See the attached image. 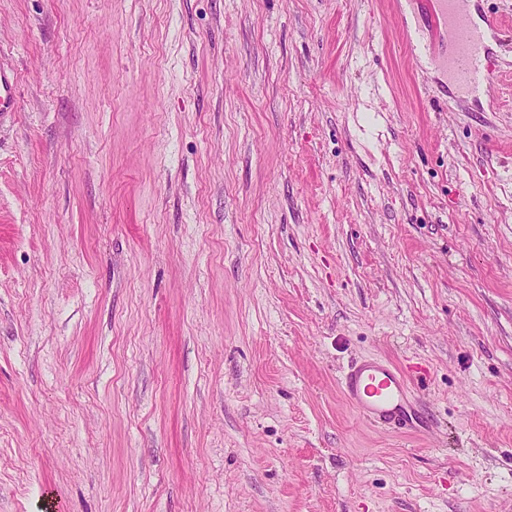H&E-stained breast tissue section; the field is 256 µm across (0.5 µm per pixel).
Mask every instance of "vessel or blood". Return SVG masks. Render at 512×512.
Instances as JSON below:
<instances>
[{
    "label": "vessel or blood",
    "instance_id": "b4317fda",
    "mask_svg": "<svg viewBox=\"0 0 512 512\" xmlns=\"http://www.w3.org/2000/svg\"><path fill=\"white\" fill-rule=\"evenodd\" d=\"M432 15L435 26L449 29L452 50L443 59L428 56L427 36L418 31L409 38L411 58L422 65L443 68L448 90L458 100L481 101L485 89L500 74L490 41L502 31L504 16L486 11L483 0H435ZM16 104V81L0 70V113L14 111ZM341 387L348 403L368 421L411 431L423 425L409 379L389 361L362 360L342 376Z\"/></svg>",
    "mask_w": 512,
    "mask_h": 512
}]
</instances>
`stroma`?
Returning a JSON list of instances; mask_svg holds the SVG:
<instances>
[{
  "mask_svg": "<svg viewBox=\"0 0 512 512\" xmlns=\"http://www.w3.org/2000/svg\"><path fill=\"white\" fill-rule=\"evenodd\" d=\"M429 8L0 0V512H512V27L462 106ZM17 84L14 77L0 69V115L13 112L17 104ZM341 387L348 403L368 421L410 431L426 423L415 409L409 379L387 360L369 358L355 364L342 376Z\"/></svg>",
  "mask_w": 512,
  "mask_h": 512,
  "instance_id": "obj_1",
  "label": "stroma"
}]
</instances>
